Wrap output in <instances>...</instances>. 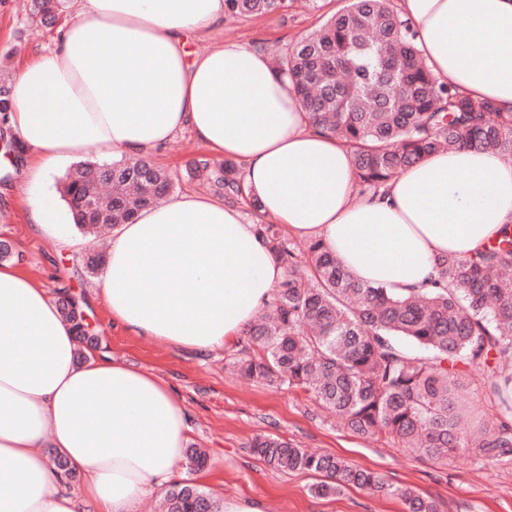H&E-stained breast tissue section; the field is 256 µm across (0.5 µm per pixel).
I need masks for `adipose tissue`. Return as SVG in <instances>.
<instances>
[{
  "instance_id": "1",
  "label": "adipose tissue",
  "mask_w": 512,
  "mask_h": 512,
  "mask_svg": "<svg viewBox=\"0 0 512 512\" xmlns=\"http://www.w3.org/2000/svg\"><path fill=\"white\" fill-rule=\"evenodd\" d=\"M52 49L11 84L12 128L31 156V230L81 250L45 175L94 151L141 158L179 133L243 166L246 192L289 234L322 241L356 280L406 293L437 260L512 223V157L454 147L385 191L359 194L350 149L316 132L265 51L201 45L224 0H76ZM438 82L512 112V0H398ZM284 270L240 208L200 192L141 210L112 232L98 294L127 331L206 354L236 342ZM184 406L160 376L79 361L46 288L0 264V512H134L179 474ZM82 477L78 495L48 454Z\"/></svg>"
}]
</instances>
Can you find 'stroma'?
<instances>
[{"mask_svg": "<svg viewBox=\"0 0 512 512\" xmlns=\"http://www.w3.org/2000/svg\"><path fill=\"white\" fill-rule=\"evenodd\" d=\"M31 0H0V76L13 80L32 50L51 49L56 28L41 23L29 9ZM315 13L296 7L239 19H225L211 34L210 43H265L269 49L294 41L315 23ZM12 130L0 126V239L10 240L15 263L41 281L50 296L59 290L83 295V310L101 338L100 351L132 363L165 379L181 399L193 443L204 448L211 479L206 490L222 487L225 494L261 500L266 512H406L397 498L348 487L320 497L312 488L317 474L283 473L249 449L260 434L277 433L314 454L340 456L379 473L387 483L407 487L433 500L438 512H512V455L493 463L475 461L471 454H455L436 462L399 447L382 436L362 439L313 397L299 389H278L232 374L226 359L233 347L200 356L152 338L139 337L113 326L97 293L76 272L71 251H54L28 227V207L22 168L14 166L8 145ZM190 134L176 136L153 160L168 168L178 191L197 189L185 171L188 161L205 153Z\"/></svg>", "mask_w": 512, "mask_h": 512, "instance_id": "1", "label": "stroma"}]
</instances>
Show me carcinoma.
<instances>
[{
  "label": "carcinoma",
  "mask_w": 512,
  "mask_h": 512,
  "mask_svg": "<svg viewBox=\"0 0 512 512\" xmlns=\"http://www.w3.org/2000/svg\"><path fill=\"white\" fill-rule=\"evenodd\" d=\"M310 0L318 24L277 55L309 121L348 146L362 192L377 193L425 156L456 145L512 155V112L467 98L434 78L416 34L393 0ZM292 0H225L231 18L286 11ZM41 23L52 25L60 0H34ZM187 175L235 205L248 199L237 162L201 155ZM173 177L152 161H86L67 174L60 194L73 224L101 236L173 193ZM257 233L284 269L264 303L268 314L245 326L229 366L278 388L310 392L355 434L385 436L403 448L444 462L452 452L484 462L512 453V223L469 256L438 260V287L410 295L355 280L319 241L306 260L282 229L257 216ZM57 303L83 350L99 349L88 335L83 299L63 290ZM483 372L480 390L502 407L492 422L466 414L461 399L474 380L457 369ZM254 454L281 472L325 478L320 496L354 486L385 491L409 512H437L434 501L395 488L377 473L341 457L309 454L275 433L257 436ZM163 512H218L213 496L184 480L166 491Z\"/></svg>",
  "instance_id": "carcinoma-1"
}]
</instances>
